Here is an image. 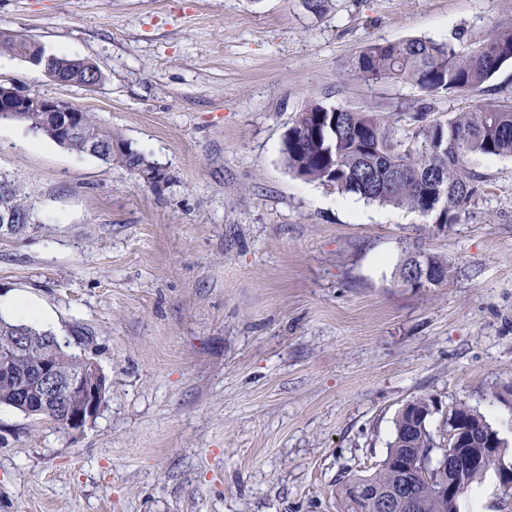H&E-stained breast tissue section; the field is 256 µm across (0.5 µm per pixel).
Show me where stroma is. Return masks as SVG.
Returning <instances> with one entry per match:
<instances>
[{
	"mask_svg": "<svg viewBox=\"0 0 512 512\" xmlns=\"http://www.w3.org/2000/svg\"><path fill=\"white\" fill-rule=\"evenodd\" d=\"M512 0H0V29L81 57L97 86L16 57L0 83L94 113L161 173L0 122V170L42 198L46 233L0 241V303L48 308L90 345L108 392L78 435L0 406V512H338L339 477L386 456L398 412L457 404L512 462V158L475 156L459 223L343 196L289 171L283 139L311 101L399 127L512 102V63L478 91L354 77L371 44L484 36ZM448 261L406 288L399 261ZM459 512H512L494 473Z\"/></svg>",
	"mask_w": 512,
	"mask_h": 512,
	"instance_id": "35a3bbf8",
	"label": "stroma"
}]
</instances>
